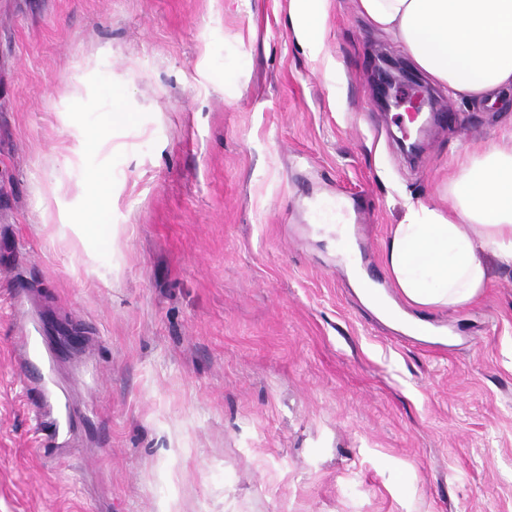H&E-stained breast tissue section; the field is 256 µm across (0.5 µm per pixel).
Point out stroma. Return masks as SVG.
<instances>
[{"label":"stroma","mask_w":512,"mask_h":512,"mask_svg":"<svg viewBox=\"0 0 512 512\" xmlns=\"http://www.w3.org/2000/svg\"><path fill=\"white\" fill-rule=\"evenodd\" d=\"M332 64L290 0H0V512H512V269L483 296L363 299L316 206L361 197L368 280L409 195L512 132L454 117L410 159L378 106L404 51L329 0ZM112 227L79 237L81 217ZM27 285L70 433L45 451L13 356ZM384 69L385 78L379 80V102L382 105H386L388 102L389 89L396 84L412 82V74L404 68L400 63L388 58L387 56L381 57Z\"/></svg>","instance_id":"stroma-1"}]
</instances>
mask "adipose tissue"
Here are the masks:
<instances>
[{
  "instance_id": "1",
  "label": "adipose tissue",
  "mask_w": 512,
  "mask_h": 512,
  "mask_svg": "<svg viewBox=\"0 0 512 512\" xmlns=\"http://www.w3.org/2000/svg\"><path fill=\"white\" fill-rule=\"evenodd\" d=\"M433 81L471 104L492 105L512 89V0H356ZM328 0H291L292 27L309 56L326 61ZM449 207L412 198L384 249L404 301L459 309L489 281L488 252L512 267V143L472 152L448 181Z\"/></svg>"
}]
</instances>
